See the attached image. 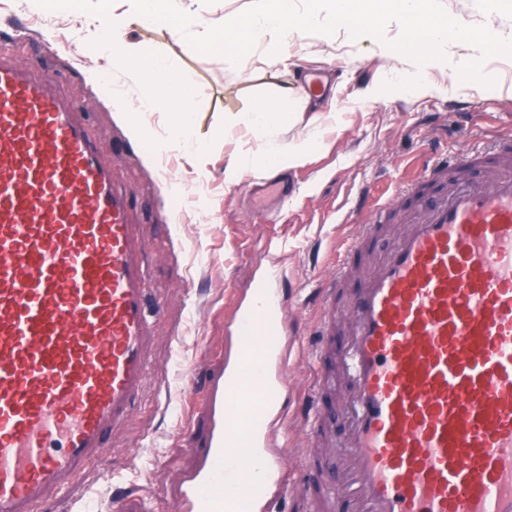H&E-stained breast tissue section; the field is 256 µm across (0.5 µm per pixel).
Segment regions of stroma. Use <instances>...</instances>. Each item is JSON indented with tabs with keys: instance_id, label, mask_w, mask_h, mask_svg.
<instances>
[{
	"instance_id": "35a3bbf8",
	"label": "stroma",
	"mask_w": 512,
	"mask_h": 512,
	"mask_svg": "<svg viewBox=\"0 0 512 512\" xmlns=\"http://www.w3.org/2000/svg\"><path fill=\"white\" fill-rule=\"evenodd\" d=\"M442 2L460 23L512 28V14L497 0ZM29 16L17 0H0V36H13L20 57L36 60L60 97L85 105L84 119L133 200L149 298L164 306L154 319L149 381L130 420L112 434L111 453L78 479L70 496L50 495L40 512H110L120 491L144 498L145 512H182L180 487L209 428L206 378L221 369L224 318L253 288L257 262L283 261L288 313L311 331L319 310L303 298L356 234L360 188L373 189L374 207L392 203L402 183L414 181L433 129L444 131L443 150L451 156L512 136V57L499 58L490 88L455 83L437 69L428 86L387 91L386 81L412 76L416 66L382 56L342 30L299 31L283 40L292 68L276 77L259 47L233 63L196 52L180 35L133 30L143 50L161 54L194 90V131L208 146L198 162L168 145L165 112L145 106L137 136L118 118L116 100L136 101L145 92L135 75L113 72L77 36L76 15L43 25L30 24ZM310 69L320 71L336 116L304 112V119L318 117L322 141L303 165L283 167L292 189L287 205L276 206L271 193L253 195L264 174L246 172L225 183L229 157L248 138L235 117L280 98L295 75ZM105 76L114 86L109 94L101 89ZM286 379L283 436L294 450L287 459L294 470L310 461L298 419L311 383L301 348L292 350Z\"/></svg>"
}]
</instances>
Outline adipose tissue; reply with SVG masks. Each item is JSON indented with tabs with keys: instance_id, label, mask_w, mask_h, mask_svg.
I'll return each instance as SVG.
<instances>
[{
	"instance_id": "1",
	"label": "adipose tissue",
	"mask_w": 512,
	"mask_h": 512,
	"mask_svg": "<svg viewBox=\"0 0 512 512\" xmlns=\"http://www.w3.org/2000/svg\"><path fill=\"white\" fill-rule=\"evenodd\" d=\"M293 90H284L282 100L259 103L244 117L242 124L250 133L254 145L232 157L225 170L226 179H233L237 172L249 169L261 171L266 166L279 164L295 167L304 164L309 146L318 144L320 130L315 123H307L303 129L304 145L300 148H270L267 135L283 126H294L299 117L295 110L286 108L285 99L293 97Z\"/></svg>"
}]
</instances>
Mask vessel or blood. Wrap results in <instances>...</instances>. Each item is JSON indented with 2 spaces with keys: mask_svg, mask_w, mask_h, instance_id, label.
Masks as SVG:
<instances>
[{
  "mask_svg": "<svg viewBox=\"0 0 512 512\" xmlns=\"http://www.w3.org/2000/svg\"><path fill=\"white\" fill-rule=\"evenodd\" d=\"M36 63L0 53V512H36L109 452L136 410L154 342L131 203L82 107ZM480 177L459 179L463 168ZM404 189L413 222L363 279L387 234L381 211L311 297L313 392L301 415L324 437V401L346 380L343 475L288 471L287 278L266 263L226 324L209 383L210 430L181 485L183 512H269L287 488L308 512H512V142L440 156Z\"/></svg>",
  "mask_w": 512,
  "mask_h": 512,
  "instance_id": "obj_1",
  "label": "vessel or blood"
}]
</instances>
